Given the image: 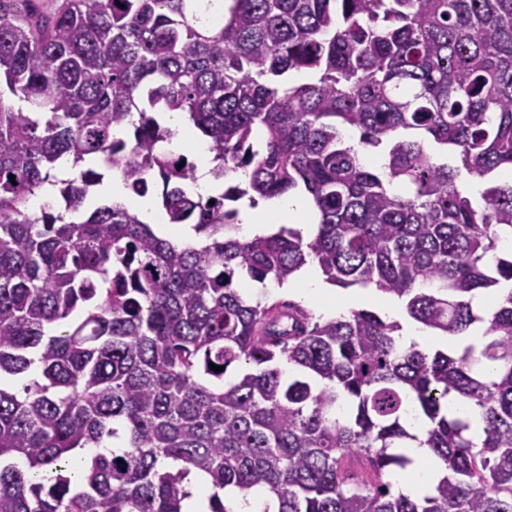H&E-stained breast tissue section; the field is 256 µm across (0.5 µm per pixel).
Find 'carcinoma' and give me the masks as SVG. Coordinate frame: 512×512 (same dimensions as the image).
<instances>
[{"mask_svg": "<svg viewBox=\"0 0 512 512\" xmlns=\"http://www.w3.org/2000/svg\"><path fill=\"white\" fill-rule=\"evenodd\" d=\"M220 2L212 25L214 0H0V379L36 371L0 386V512H183L192 472L211 512L228 487L263 490L262 512H512V0ZM291 72L310 78L285 87ZM166 112L208 142L221 191L194 192V163L160 149ZM108 176L195 240L92 202ZM286 194L314 235H240L243 205ZM313 263L442 336L483 327L480 347L404 348L375 311L240 293ZM412 412L441 465L414 497L384 481L414 464ZM448 410L453 416L462 418L470 424V436L474 441H478L482 433V421L478 410L470 406L467 402L457 397L448 398Z\"/></svg>", "mask_w": 512, "mask_h": 512, "instance_id": "obj_1", "label": "carcinoma"}]
</instances>
